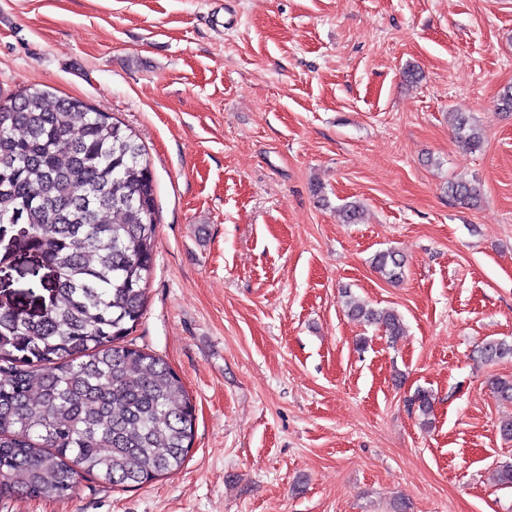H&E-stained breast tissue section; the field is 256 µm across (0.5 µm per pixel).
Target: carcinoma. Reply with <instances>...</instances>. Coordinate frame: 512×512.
<instances>
[{
	"label": "carcinoma",
	"instance_id": "carcinoma-1",
	"mask_svg": "<svg viewBox=\"0 0 512 512\" xmlns=\"http://www.w3.org/2000/svg\"><path fill=\"white\" fill-rule=\"evenodd\" d=\"M456 141L476 151L484 132L466 116ZM448 202L475 208L474 182L454 180ZM363 206L340 210L360 222ZM51 271L41 288L47 312L0 307V494L55 501L70 497L78 475L137 487L178 470L194 436L195 415L179 376L156 354L125 341L142 318L155 248L154 184L145 150L118 118L77 99H51L36 86L0 95V225ZM390 282L404 257L374 254ZM347 314L380 325L396 340L401 317L379 312L344 291ZM487 362L512 357V344L488 340ZM491 391L512 400V381L491 378ZM427 416L432 395L408 399Z\"/></svg>",
	"mask_w": 512,
	"mask_h": 512
}]
</instances>
